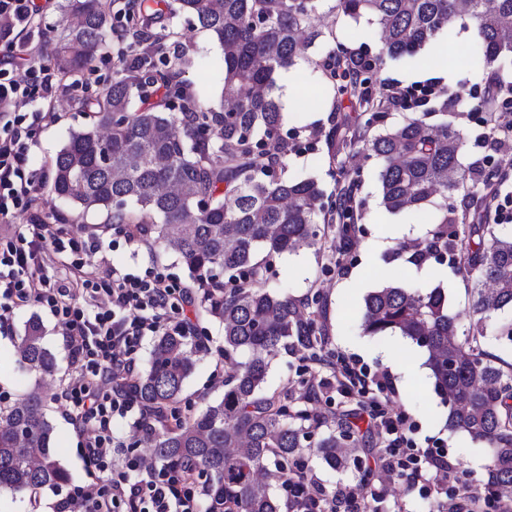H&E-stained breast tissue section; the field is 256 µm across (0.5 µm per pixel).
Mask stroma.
<instances>
[{
    "mask_svg": "<svg viewBox=\"0 0 512 512\" xmlns=\"http://www.w3.org/2000/svg\"><path fill=\"white\" fill-rule=\"evenodd\" d=\"M325 25L333 27L338 41L352 51L375 55L379 49L378 28L368 18L353 20L344 16L325 18ZM171 34L158 47L159 57L168 59L179 78L199 94L203 104L221 110V71L223 50L211 34L198 22L185 14H177L169 22ZM471 40L461 42L449 63L456 71L453 85L443 80L415 79L411 73L418 68L427 52L418 57H403L385 62L370 75L373 90L387 94L418 93L430 87L447 88L450 95L459 98L455 122L467 136L463 163H485L489 158L512 155V142L497 145L486 124V113L480 112L487 73L468 63ZM325 54L322 44L309 46L300 54L297 64L291 67L299 94L284 115V130L294 149L289 154L285 173L290 177L312 178L318 181L325 195L322 206H330L343 175L357 181L355 190V229L348 236H340L336 224L322 225V240L318 246L303 247L297 252L275 259L266 282L274 292H288L297 302L319 298V305L312 312L322 328L330 349L346 362H358L370 373L389 374L393 389L384 399L385 408L404 414L412 425V438L417 445H428L447 453L463 477L454 488L455 494L466 496L477 492L472 477H483L489 450L485 443L472 440L461 432L448 430L446 410L436 396L433 381L424 365V352L397 336L370 337L361 330L363 300L365 295L384 282L403 286H424V279L410 268L386 262L385 247H377V240L386 244L410 239L425 238L435 220L433 207L420 211L390 213L382 208L378 198L376 165L371 160L354 161L349 152H341V167L330 166L324 139L331 122L329 117L314 118L313 109L320 101L332 100L334 91L320 61ZM92 84L75 88L73 95L56 101L54 107L45 102L29 104L32 112L53 110V118L35 126L31 147V166L43 174L38 184L40 197L39 217L46 223L63 226L65 234L84 235L106 223L105 211L82 212L70 202L58 198L51 190V175L44 169L50 166L56 152L68 138L70 131L85 125L88 114L81 112L79 96L94 93ZM100 249L110 263L134 271H142L150 263L167 268L174 278L189 283L188 271L171 255L161 252L153 244L132 247L121 234L108 231L100 235ZM29 311L18 312L9 333L0 334V400L10 402L33 388H40L46 413L54 426L53 446L59 459L68 469L71 485H86L95 481L97 472L87 466L80 454L82 438L70 420L66 408L56 393L67 377L68 352L62 336L54 327L48 313L40 318L46 328L45 343L57 357L60 372L56 378L36 383L34 374L24 369L17 356V336L29 318ZM199 335L205 336L207 352L193 354L194 370L186 381L184 396L190 404L204 408L221 398L224 385L213 375L218 355L224 345V329L208 316L197 320ZM393 355V363H385V355ZM311 352L297 341H290L272 360L267 375L266 388L287 395L294 402H301L305 382L318 381L329 376L330 371L319 362L311 360ZM138 411L126 417L115 418L112 423L115 449L111 465L124 470L129 454L150 457L149 442L134 443Z\"/></svg>",
    "mask_w": 512,
    "mask_h": 512,
    "instance_id": "stroma-1",
    "label": "stroma"
}]
</instances>
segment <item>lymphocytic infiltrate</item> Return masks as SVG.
Here are the masks:
<instances>
[{"mask_svg":"<svg viewBox=\"0 0 512 512\" xmlns=\"http://www.w3.org/2000/svg\"><path fill=\"white\" fill-rule=\"evenodd\" d=\"M44 8L43 0H0V19L8 23L0 28V45L15 64L12 71L0 69V329L10 327L16 312L36 305L55 319L68 351L73 371L59 397L83 437V459L103 476L74 487L57 512H201L190 470L160 468L139 458L134 467L140 479L107 472L112 421L135 406L130 392L143 337L173 328L193 332L190 315L200 290L159 265L141 274L111 265L99 255L95 236L65 237L57 225L35 216L34 125L25 107L39 99L53 103L69 93L57 72L35 67L24 56V36ZM24 215L31 218L27 234H14L12 224ZM54 255L68 257L65 276L50 275ZM332 376L334 387H351L372 407L381 439L362 468L383 482H406L436 502L438 512H512V500L481 494L462 503L449 495L455 467L447 455L409 447L405 418L382 407L379 397L392 387L389 375L372 381L364 368L346 366L333 369ZM282 488L288 512H335L340 501L354 512H369L370 493L361 487L344 486L330 495L309 473L299 472Z\"/></svg>","mask_w":512,"mask_h":512,"instance_id":"lymphocytic-infiltrate-1","label":"lymphocytic infiltrate"}]
</instances>
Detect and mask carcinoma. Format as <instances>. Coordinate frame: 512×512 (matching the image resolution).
<instances>
[{"mask_svg":"<svg viewBox=\"0 0 512 512\" xmlns=\"http://www.w3.org/2000/svg\"><path fill=\"white\" fill-rule=\"evenodd\" d=\"M115 0H67L63 31L52 57L62 76L90 71L112 27ZM220 43L222 97L231 107L206 108L195 92L159 67L152 49L167 36L170 0H127L126 43L112 81L83 103L93 121L70 132L53 160L51 191L82 210L106 211L111 224H139L154 243L172 252L204 288L200 307L224 324L227 374L221 399L197 410L184 401L192 353L204 342L183 331L158 337L149 366L138 374L134 398L149 411L137 430L151 438L153 457L188 468L205 512H280L272 484L281 483L304 454L346 471L344 448L359 445L353 414L329 423L320 399L307 388L304 403L265 389L272 359L296 338L314 360L332 356L312 318H300L293 299L265 289L274 257L315 246L321 229L316 203L324 192L312 179L288 178L292 146L283 132L273 73L295 64L300 34L323 36L315 24L335 11L376 19L378 53L357 57L343 43L330 47L321 66L336 81L335 95L366 115L356 139L346 118L326 134L329 163L336 146H357L379 165L381 205L389 212L418 210L438 197L428 236L392 250V260L420 269L451 254L474 282L476 299L465 330L448 315L440 287L421 292L391 283L364 299L362 327L369 336H401L427 354L434 389L448 407L447 424L486 443L490 456L483 488L512 498V363L491 353L493 338L512 344V234L495 224L494 201L504 177L464 165L465 133L433 111L414 112L386 125L390 100L373 95L366 74L387 59L415 56L434 37L468 16L477 24L475 52L499 95L512 94L503 79L512 68V0H176ZM355 180L336 193L339 232L353 226ZM465 189L462 199L457 192ZM20 364L30 372L56 371L44 327L32 316L19 336ZM328 433L316 440L312 432ZM69 473L53 449V425L35 390L0 403V494L31 503L58 491Z\"/></svg>","mask_w":512,"mask_h":512,"instance_id":"cac0c4a2","label":"carcinoma"}]
</instances>
